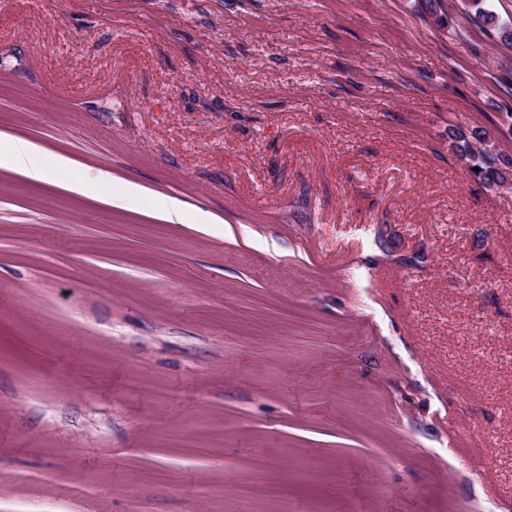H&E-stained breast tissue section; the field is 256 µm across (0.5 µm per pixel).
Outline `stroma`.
Segmentation results:
<instances>
[{"label":"stroma","mask_w":512,"mask_h":512,"mask_svg":"<svg viewBox=\"0 0 512 512\" xmlns=\"http://www.w3.org/2000/svg\"><path fill=\"white\" fill-rule=\"evenodd\" d=\"M445 3L0 0V140L70 162L0 167V512H512V190L448 145L512 155V47ZM494 131L484 127H471L454 122L448 125V142L452 150L468 168L475 179L491 189L506 182L512 183V155L496 151ZM475 144L483 149L477 154ZM475 167L480 168L476 171ZM0 165L22 169L35 181H51L66 170L68 160L60 158L53 167H46L37 159V151L31 143L23 140L0 141Z\"/></svg>","instance_id":"1"}]
</instances>
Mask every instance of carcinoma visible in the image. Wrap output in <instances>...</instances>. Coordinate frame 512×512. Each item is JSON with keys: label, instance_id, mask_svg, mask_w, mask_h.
<instances>
[{"label": "carcinoma", "instance_id": "obj_1", "mask_svg": "<svg viewBox=\"0 0 512 512\" xmlns=\"http://www.w3.org/2000/svg\"><path fill=\"white\" fill-rule=\"evenodd\" d=\"M424 10L442 29L454 27L453 17L448 14L444 0H422ZM468 16L471 22L512 46V31L502 26L493 0H468ZM448 142L452 150L468 168L475 179L491 189L506 182L512 183V155L496 151L494 131L484 127H471L454 122L448 125Z\"/></svg>", "mask_w": 512, "mask_h": 512}]
</instances>
